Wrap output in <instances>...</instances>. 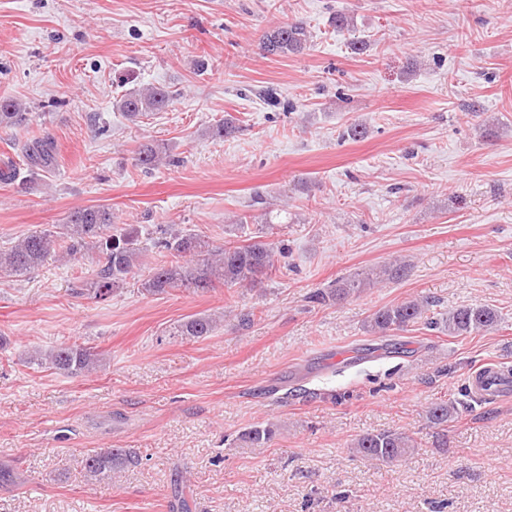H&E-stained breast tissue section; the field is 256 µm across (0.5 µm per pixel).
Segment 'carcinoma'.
<instances>
[{"mask_svg":"<svg viewBox=\"0 0 512 512\" xmlns=\"http://www.w3.org/2000/svg\"><path fill=\"white\" fill-rule=\"evenodd\" d=\"M308 43L309 31L305 23L294 21L265 33L259 48L268 55L298 54L307 48ZM170 99V92L165 87L147 86L126 93L119 108L136 122L167 108ZM25 121L26 113L17 100L0 97L1 126H17ZM25 156L34 165L48 166L53 160V145L47 140L36 141L25 148ZM169 158L168 149L147 144L139 151L137 163L145 169H153ZM150 247L185 258L182 263L177 261L155 268L142 281L141 289L150 294L176 288L207 292L218 283L229 287H253L261 283L274 267V250L260 240L212 248L199 235L181 229L172 230L167 236L146 244L138 231L114 228L111 210L98 205L77 208L70 212L65 223L33 231L9 246L1 247L0 272L21 275L56 253L74 257L84 250L95 249L99 254V272L92 281L80 284L79 291L87 292L92 299L106 300L126 284L127 277ZM406 273L407 264L403 262L372 269L360 278L336 281L329 288L312 294L310 301L321 305L337 303L361 288H371L386 279L399 280ZM430 307L431 302L417 298L383 307L368 316L365 326L370 333L386 335L406 331L423 322L450 336H466L491 330L500 320L497 311L488 306L456 307L439 318L427 315ZM216 327V318L196 315L180 324L177 333L189 339H199L211 335ZM27 363L77 376L96 370L99 354L75 341H64L46 350L33 351L28 355ZM274 433L273 426L259 425L245 433V437L255 444H264ZM351 450L354 456L363 460L393 462L412 454L416 446L410 436L387 431L361 436ZM139 463V454L131 448H108L82 459L86 474L96 480L110 478Z\"/></svg>","mask_w":512,"mask_h":512,"instance_id":"cac0c4a2","label":"carcinoma"}]
</instances>
